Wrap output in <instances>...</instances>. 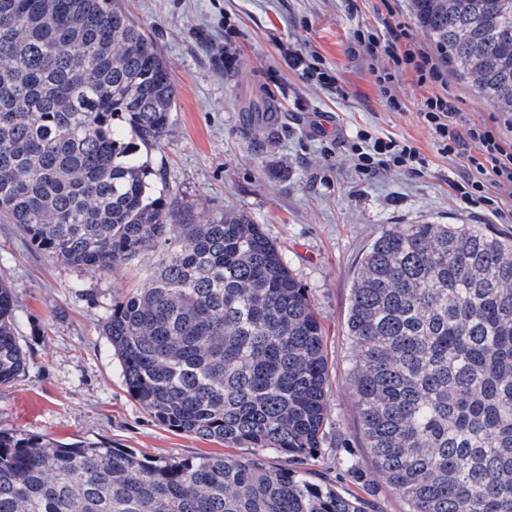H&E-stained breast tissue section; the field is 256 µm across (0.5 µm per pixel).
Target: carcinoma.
<instances>
[{
	"label": "carcinoma",
	"mask_w": 512,
	"mask_h": 512,
	"mask_svg": "<svg viewBox=\"0 0 512 512\" xmlns=\"http://www.w3.org/2000/svg\"><path fill=\"white\" fill-rule=\"evenodd\" d=\"M411 4L458 78L511 105L512 0ZM175 98L122 0H0V223L66 266L110 272L155 255L101 321L128 394L171 430L255 453L152 460L0 431V512H380L307 474L330 414L307 288L263 225L198 213L135 159L170 135ZM18 320L0 274L1 386L28 366ZM346 330L364 448L405 512H512V235L383 231ZM343 447L338 435L330 452L359 485Z\"/></svg>",
	"instance_id": "obj_1"
}]
</instances>
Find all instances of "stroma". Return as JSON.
I'll return each mask as SVG.
<instances>
[{
	"mask_svg": "<svg viewBox=\"0 0 512 512\" xmlns=\"http://www.w3.org/2000/svg\"><path fill=\"white\" fill-rule=\"evenodd\" d=\"M152 39L176 86L170 135L140 161L165 171L172 197L200 212L235 210L263 225L293 275L308 289L327 336L330 420L327 442L344 435L382 512H405L362 448L351 403L354 351L346 336L353 280L375 238L399 224H498L493 207L470 209L448 194L454 163L435 152L418 110L423 95L400 73L402 111L386 110L354 43L355 29L383 32L385 18L426 34L410 0H123ZM318 55L349 92L340 99L303 81L281 49ZM465 119L512 116L450 80ZM261 95L275 121L244 109ZM413 142L430 168L413 177L397 169L360 180L349 142L357 129ZM144 260L107 273L54 263L12 224L0 223V268L20 304L17 337L24 374L0 386V430L64 443L106 441L156 459L219 457L223 443L173 431L142 411L123 386L122 369L100 320L115 299L141 283Z\"/></svg>",
	"mask_w": 512,
	"mask_h": 512,
	"instance_id": "obj_1",
	"label": "stroma"
}]
</instances>
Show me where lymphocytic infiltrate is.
Listing matches in <instances>:
<instances>
[{
    "mask_svg": "<svg viewBox=\"0 0 512 512\" xmlns=\"http://www.w3.org/2000/svg\"><path fill=\"white\" fill-rule=\"evenodd\" d=\"M355 43L373 58H383V66L372 69L380 101L387 110H401L394 93L398 74L413 71L419 86L434 87L423 97L419 117L428 128L437 154L456 162L458 169L448 177V193L468 204H487L494 191L512 196V136H504L499 125L465 120L457 97L445 87L443 71L432 54L414 34L400 24H386L384 34L358 29ZM285 58L303 80L315 81L338 97L347 92L335 72L315 55L288 50ZM356 173L365 179L380 171L396 168L418 176L430 167L427 156L410 141L373 136L357 130L350 144Z\"/></svg>",
    "mask_w": 512,
    "mask_h": 512,
    "instance_id": "f902f5d3",
    "label": "lymphocytic infiltrate"
}]
</instances>
